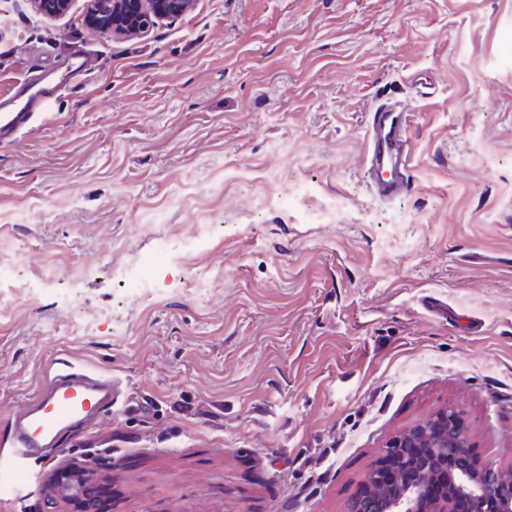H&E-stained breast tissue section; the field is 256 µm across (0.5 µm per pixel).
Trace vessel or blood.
Instances as JSON below:
<instances>
[{
  "label": "vessel or blood",
  "instance_id": "vessel-or-blood-1",
  "mask_svg": "<svg viewBox=\"0 0 512 512\" xmlns=\"http://www.w3.org/2000/svg\"><path fill=\"white\" fill-rule=\"evenodd\" d=\"M91 67V57L76 51L70 57L66 79L48 72L20 81L10 97L0 100V142L27 127L36 111L48 110L64 84L77 81ZM409 129L405 111L381 104L369 115L366 178L377 197L390 199L412 186ZM120 406L117 381L63 360L33 396L8 412V440L22 456L39 460L59 448L64 436L86 429Z\"/></svg>",
  "mask_w": 512,
  "mask_h": 512
}]
</instances>
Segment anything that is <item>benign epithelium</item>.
<instances>
[{
	"label": "benign epithelium",
	"mask_w": 512,
	"mask_h": 512,
	"mask_svg": "<svg viewBox=\"0 0 512 512\" xmlns=\"http://www.w3.org/2000/svg\"><path fill=\"white\" fill-rule=\"evenodd\" d=\"M72 0H33L48 16L66 13ZM193 0H86L87 22L114 35H141L156 22L176 18ZM379 461L348 502L347 512H512V479L480 463L467 422L442 409L387 444Z\"/></svg>",
	"instance_id": "obj_1"
}]
</instances>
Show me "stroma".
Here are the masks:
<instances>
[{
  "label": "stroma",
  "mask_w": 512,
  "mask_h": 512,
  "mask_svg": "<svg viewBox=\"0 0 512 512\" xmlns=\"http://www.w3.org/2000/svg\"><path fill=\"white\" fill-rule=\"evenodd\" d=\"M73 45L95 68L0 144V447L58 359L125 405L26 479L1 460L0 512L71 465L103 512H344L447 407L512 463V0H194L138 38L0 0V96ZM382 103L411 114L394 199ZM369 128L366 178L373 194L390 199L407 192L412 186L408 113L378 105L370 112Z\"/></svg>",
  "instance_id": "35a3bbf8"
}]
</instances>
